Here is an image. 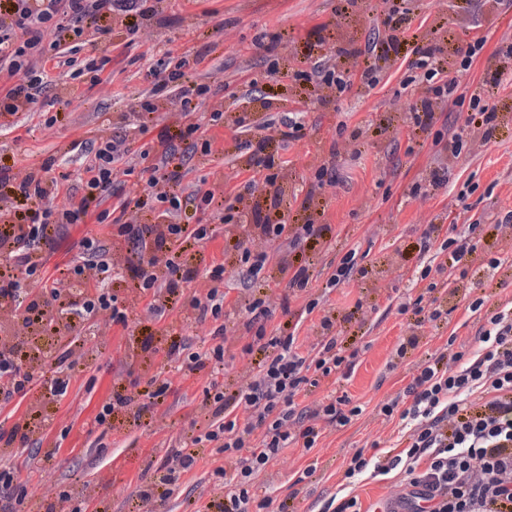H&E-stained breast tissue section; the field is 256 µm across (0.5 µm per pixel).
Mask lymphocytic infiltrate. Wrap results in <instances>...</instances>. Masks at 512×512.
<instances>
[{
    "mask_svg": "<svg viewBox=\"0 0 512 512\" xmlns=\"http://www.w3.org/2000/svg\"><path fill=\"white\" fill-rule=\"evenodd\" d=\"M153 14L152 0H0V129L38 104L48 84L50 58L62 59L65 69L57 79L67 81L70 52L95 44L119 26L143 35L144 23ZM414 53L413 65L425 80L444 79L442 87L421 97L407 114L413 131L425 133L434 123L442 94L453 92L456 80L439 45H419ZM205 57L200 50L180 53L173 66L155 71L152 88L139 94L136 105L119 114L120 123L141 131L158 115L167 117L153 151L135 150L125 135L80 133L74 145L86 151L87 177L78 187V200L57 202L59 183L50 175L53 160L32 163L20 174L0 164V254L9 258L0 264V315L11 323L10 331L0 333V403L24 397L36 383L47 398L68 394L80 353L69 348L51 359L41 357L32 346L33 335L44 330L78 334L85 324L102 319L128 327V304L112 290L119 275L116 252L126 250L125 264L133 272L131 291L143 303L141 321L157 324L174 315L187 325L215 324L209 349H193L184 339L170 343L147 380L133 379L129 393L110 394L94 418L97 425L108 426L121 411L167 413L166 400L175 392L172 373L185 380L206 379L208 423L196 434L179 438L177 449L161 459L151 484L135 493L137 512H159L204 449L215 465L202 481L218 489L207 505L209 512H288L286 503L272 498L253 500L250 487L289 444L314 448L322 426L344 427L359 415V407L345 396L310 407L300 406L297 399L324 378L349 376L360 350L342 345L336 316L329 311L319 320L321 341L311 357L297 352L295 334L266 329L277 308L275 298L265 293L268 264L277 261L287 276L289 295H300L311 276V263L301 252L324 231L320 224L285 223L284 174L265 152L274 141L296 138L301 127L297 118L262 124L263 134L248 161L252 174L236 193L234 205H225L223 183L188 182L186 158L207 159L214 153L195 118L197 109L210 104L212 124L224 121V103L213 97ZM502 74V68H495L472 95L475 111L447 142L452 154H459L472 129L492 131L496 114L481 100L498 88ZM303 79L322 104L352 82L332 54L315 61ZM139 166L149 174L145 185L114 196L117 175H130ZM206 211L213 223L202 222L200 215ZM90 222L111 223L109 238L84 239L66 274L55 276L48 257L58 237L68 225ZM467 229L466 235L446 239L442 225L423 230L421 253H428L437 239L451 251L436 267H423L422 277H440L436 283L429 280V290L451 287L459 266L476 253L478 225L468 223ZM219 236L236 250L239 285L252 294L245 311L253 336L242 350L260 355L246 384L232 393L217 379L225 355L224 266L214 263L201 271L183 260L189 248ZM268 242L275 244V252L265 250ZM197 279L200 288L181 293V283ZM478 340L481 347L473 356L442 353L414 364L404 391L411 399L408 407H400L395 398L381 404V415L402 422L401 451L381 459L360 451L352 455L345 479H358L372 468L402 474L405 491L390 512H512V302L486 317ZM477 391L483 402L476 407L469 398ZM227 457L238 464L232 485L220 464Z\"/></svg>",
    "mask_w": 512,
    "mask_h": 512,
    "instance_id": "obj_1",
    "label": "lymphocytic infiltrate"
}]
</instances>
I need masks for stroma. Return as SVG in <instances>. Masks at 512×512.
<instances>
[{"instance_id":"obj_1","label":"stroma","mask_w":512,"mask_h":512,"mask_svg":"<svg viewBox=\"0 0 512 512\" xmlns=\"http://www.w3.org/2000/svg\"><path fill=\"white\" fill-rule=\"evenodd\" d=\"M387 14L386 0H357L349 8L341 0H158L155 15L146 22L156 37L154 50L114 43L108 34L101 36L97 47L76 51L77 60L92 59L102 66L112 80L108 90L91 86L83 76L69 80L63 88L49 85L40 111L20 114L13 126L0 130L1 163L19 171L31 155L51 157L58 182L66 188L78 184L84 172L70 150L76 134L56 103L61 91L69 90L76 118L87 129H96L105 118L129 110L138 94L151 87L152 70L164 66L169 55L186 49L206 51L205 65L214 82L234 72L239 75L224 90L223 124H211L208 107L197 111L198 122L215 149L223 151L224 160L194 163L190 180L214 183L239 170L250 151L239 146L234 136L235 117L259 122L300 113L303 127L298 139L277 142L269 151L286 164V222L297 224L307 217L326 227L312 254L308 292L309 297H322L323 303L307 316L303 300L290 299L288 311H275L267 329H295L298 351L305 356L317 350L323 310L335 312L337 331L355 338L362 349L360 357L350 377L322 383L298 402L306 406L345 395L361 413L347 426L326 429L315 448L289 445L255 479L252 497L289 500L293 512H322L334 495L357 497L362 512H378L396 500L404 491L398 472L371 470L353 485L343 478L356 451L383 457L398 444L399 421L379 415V404L403 393L409 382L407 371L416 362L449 345L470 354L478 350L479 324L467 310L470 302L483 298V309L490 313L512 299V247L497 239L492 228L497 214L512 210L511 67L485 100L497 112L488 144L449 158L447 183L436 189L429 186V162L438 151L435 138L463 124L473 90L495 67L494 51L502 39L512 36V0H420L411 25L419 39L438 41L449 55L476 38L486 40L471 67L459 74L456 102L445 103L431 130L420 135L405 119L416 100L415 86L409 81L414 74L409 46H401L382 62L375 87L346 89L325 105L304 100L305 82L294 76L295 71L309 70L328 47L346 48L350 53L365 49L384 34ZM279 35L288 39L287 52L272 61L261 58L257 45L273 44ZM53 115L57 123L45 129V117ZM358 126L364 136L357 153L332 158L333 145L343 143L348 130ZM329 162L336 165L335 183L308 196L316 167ZM417 184L426 187V194L412 195ZM461 192L472 219L484 226L478 235L479 258L452 291L439 294L447 319L414 327L410 315L399 314L398 305L427 286L419 278L430 261L419 252L420 235L427 225L452 223L454 200ZM352 249L366 276L356 275L326 288L329 275ZM493 258L501 261L495 270L488 266ZM238 296L234 290L226 300V355L220 380L230 392L245 384L251 364L239 341L247 333V315ZM413 334L419 338L417 347L408 351L396 370H389L387 364L397 346ZM143 337L136 325L125 330L108 326L103 335L84 337L85 347L94 349L95 357L78 371L66 398L44 402L34 388L21 399V408L40 413L33 451L54 455L52 466L44 470L30 464L27 455L16 458L33 493L24 505L26 512H40L47 504L53 505L54 512H68L67 503L58 500L59 491L78 494L87 486L94 494L88 512H133L135 490L152 481L166 454L158 446L160 439L191 434L206 423L202 381L178 378L174 381L177 393L167 400L166 416L134 417L121 412L113 417L109 430L94 425L98 407L112 389L126 387L129 375H144L151 355L141 348ZM125 453L135 456V467L114 474L113 456ZM308 467L313 475L297 483L298 473Z\"/></svg>"}]
</instances>
